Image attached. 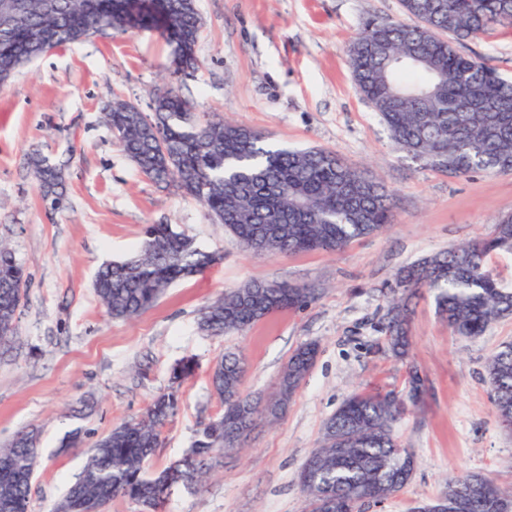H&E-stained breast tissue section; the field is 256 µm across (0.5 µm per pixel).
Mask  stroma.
I'll return each instance as SVG.
<instances>
[{
  "label": "stroma",
  "mask_w": 512,
  "mask_h": 512,
  "mask_svg": "<svg viewBox=\"0 0 512 512\" xmlns=\"http://www.w3.org/2000/svg\"><path fill=\"white\" fill-rule=\"evenodd\" d=\"M203 21L199 69L177 84L199 121L224 118L282 148H322L367 171L393 194L395 223L339 251L252 256L205 208L161 187L127 158L103 121L113 95L148 109L170 63L155 31L110 32L55 48L0 85V241L28 274L17 340L0 352V445L40 434L29 512H50L82 470L94 442L141 416L168 390L180 360L196 363L178 388L179 406L148 462L180 459L201 424L221 411L210 366L244 355L243 392L270 398L292 352L321 351L278 422L257 426L238 453L224 455L201 486L172 488L165 512H306L297 475L323 425L357 389L406 392V369L386 351L385 294L399 268L488 236L512 214V173L466 177L426 167L401 152L357 91L348 48L369 19L407 21L402 0H197ZM460 51L512 79V30L462 41ZM41 154L64 169L66 202L53 208L28 166ZM149 224H170L217 263L170 285L131 320L106 316L92 287L97 268L133 254ZM252 278L315 288L307 307L287 309L245 333L210 336L199 310ZM412 358L425 379L415 409L394 432L416 459L407 485L368 512H412L464 471L512 485V434L488 398L486 357L512 340V317L482 336L454 335L434 294L411 303ZM83 431L82 444L63 447Z\"/></svg>",
  "instance_id": "obj_1"
}]
</instances>
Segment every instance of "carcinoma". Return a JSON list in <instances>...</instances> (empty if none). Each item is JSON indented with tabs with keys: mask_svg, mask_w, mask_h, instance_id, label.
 Masks as SVG:
<instances>
[{
	"mask_svg": "<svg viewBox=\"0 0 512 512\" xmlns=\"http://www.w3.org/2000/svg\"><path fill=\"white\" fill-rule=\"evenodd\" d=\"M21 21L0 22V73L16 75L28 65L31 35L42 33L55 48L112 30L154 29L172 47L171 75H191L203 22L197 0H17ZM414 24L367 20L349 48L358 90L379 113L395 146L414 160L456 176L512 170V81L462 54L460 41L494 27L512 29V0H402ZM195 106L166 85L153 90L150 112L115 97L107 124L126 156L150 181L172 185L199 201L255 256L282 252L337 251L351 241L379 234L394 221L390 195L362 171L319 148L282 149L253 129L222 119H193ZM35 177L52 206L65 202L57 165L37 155ZM512 255V215L495 221L492 233L402 268L389 289L384 319L387 347L409 355L407 300L419 288L435 292L439 315L453 333L484 334L512 315V285L499 281L489 262ZM217 257L169 224H150L137 252L102 265L94 292L112 319L131 320L151 307L168 286L203 272ZM26 274L13 252L0 244V350L17 335ZM315 289L252 280L207 304L199 328L214 336L243 333L269 314L302 308ZM320 345L298 346L265 405L242 399L245 361L226 355L209 380L222 413L205 424L184 455L150 473L147 461L176 414L174 391L159 393L138 420L100 437L75 482L52 512H101L123 497L158 512L175 485L199 486L219 457L240 447V438L263 415L277 419L306 380ZM497 417H512V342H504L484 365ZM408 390L354 393L325 422L318 450L305 462L300 485L310 512H366L410 480L415 461L394 434L407 405L420 400L423 380L407 364ZM35 431L18 433L0 448V505L28 512L31 478L39 456ZM415 512H512V486L482 472L448 479L444 493Z\"/></svg>",
	"mask_w": 512,
	"mask_h": 512,
	"instance_id": "obj_1",
	"label": "carcinoma"
}]
</instances>
